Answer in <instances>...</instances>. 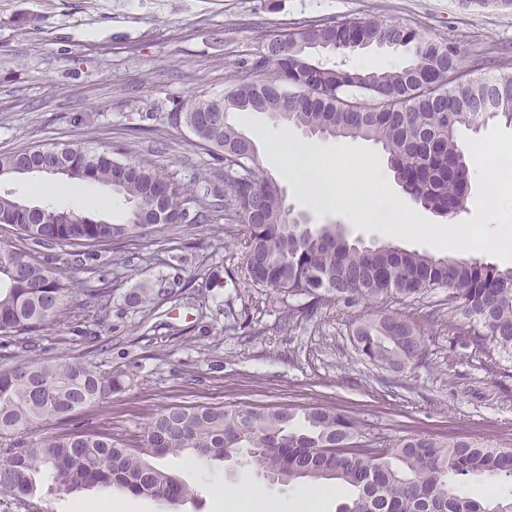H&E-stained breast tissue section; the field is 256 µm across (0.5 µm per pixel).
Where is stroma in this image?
I'll list each match as a JSON object with an SVG mask.
<instances>
[{"mask_svg": "<svg viewBox=\"0 0 512 512\" xmlns=\"http://www.w3.org/2000/svg\"><path fill=\"white\" fill-rule=\"evenodd\" d=\"M382 19L425 36L456 42L463 70L475 62H512V10L474 0H0V152L82 141L131 156L186 180L214 161L169 114L192 97L220 96L243 62L266 40L301 22ZM304 222L341 225L367 246L414 243L356 230L345 217L295 200ZM130 256L113 265L114 251ZM68 304L95 309L96 289L111 305L86 333L67 319L35 338L41 356L81 358L122 371L121 385L80 413L77 425L127 444L142 439L168 404H293L355 416L388 439L412 433L472 437L512 447V358L480 350L448 322V292L436 289L412 305L328 303L306 314L302 297L282 298L244 277L242 227L161 224L119 246L92 248L83 266L67 269ZM163 289L155 305L128 297ZM396 313L423 334V353L393 374L357 350L360 317ZM160 466L195 487L178 512H214L211 486L250 485L292 501L295 485L268 484L234 462Z\"/></svg>", "mask_w": 512, "mask_h": 512, "instance_id": "35a3bbf8", "label": "stroma"}]
</instances>
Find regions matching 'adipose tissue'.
I'll list each match as a JSON object with an SVG mask.
<instances>
[{
    "label": "adipose tissue",
    "instance_id": "1",
    "mask_svg": "<svg viewBox=\"0 0 512 512\" xmlns=\"http://www.w3.org/2000/svg\"><path fill=\"white\" fill-rule=\"evenodd\" d=\"M323 497V490L313 487L300 489L292 505L249 488L230 490L219 485L212 492L217 512H320Z\"/></svg>",
    "mask_w": 512,
    "mask_h": 512
}]
</instances>
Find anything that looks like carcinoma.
Returning <instances> with one entry per match:
<instances>
[{"instance_id": "cac0c4a2", "label": "carcinoma", "mask_w": 512, "mask_h": 512, "mask_svg": "<svg viewBox=\"0 0 512 512\" xmlns=\"http://www.w3.org/2000/svg\"><path fill=\"white\" fill-rule=\"evenodd\" d=\"M382 41L406 50L409 60L370 71L314 59L316 49L346 57L358 44ZM268 42L223 95L198 96L181 113V126L217 157L220 167L208 176L185 182L77 142L0 153V171L7 175L30 168L53 176L54 167L66 163L72 170L67 179L110 186L129 205L127 222L114 224L49 203L27 212L25 201L0 191V224L15 230V240L0 242V339L28 349L36 332L63 316L80 327L85 315L65 304V267L77 263L75 248L179 224L182 207L191 203L196 224L222 212L224 223L243 225L245 277L257 288L305 296L312 310L336 301L413 302L446 288L450 322L463 321L464 335L512 354V267L371 248L347 241L335 224L308 227L287 208L278 184L260 174L253 142L229 118L232 110L257 112L312 136L373 141L410 200L444 217L463 208L470 179L458 129L487 117L512 126V67L465 79L457 44L375 20L312 19ZM262 71L271 76L254 78ZM217 179L224 182L222 192ZM39 247L54 254L41 257ZM159 294L141 288L130 302L149 307ZM355 335L361 355L389 372L422 352L421 334L396 314L360 319ZM119 377L78 358L31 357L1 367L0 489L18 502L32 499L44 472L58 492L115 489L170 509L172 500L193 490L153 460L188 452L203 464L232 455L264 472L276 469L288 484L338 480L353 494L336 512H512V488L479 500L461 484L512 485V448L421 434L384 447L356 418L323 407L304 409L298 428L291 405L170 404L133 448L80 428L24 439L37 424L65 422L98 405ZM338 445L347 452L328 451Z\"/></svg>"}]
</instances>
